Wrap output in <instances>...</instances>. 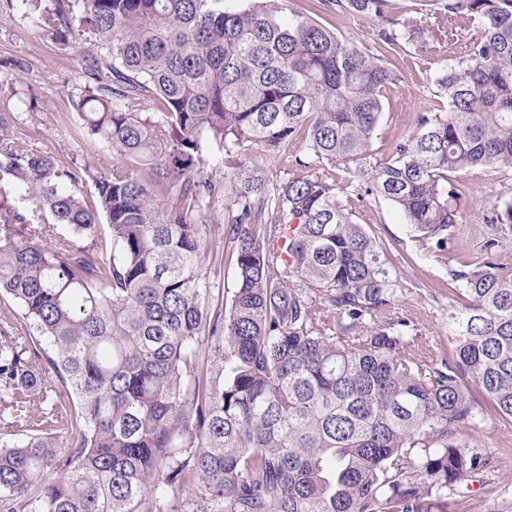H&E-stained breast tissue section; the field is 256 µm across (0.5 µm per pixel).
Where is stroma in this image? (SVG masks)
Returning a JSON list of instances; mask_svg holds the SVG:
<instances>
[{
    "instance_id": "stroma-1",
    "label": "stroma",
    "mask_w": 512,
    "mask_h": 512,
    "mask_svg": "<svg viewBox=\"0 0 512 512\" xmlns=\"http://www.w3.org/2000/svg\"><path fill=\"white\" fill-rule=\"evenodd\" d=\"M291 2L296 10L345 38L358 42L370 38L371 21L337 13L318 0ZM85 83L81 61L72 48L25 18L19 0H0V112L15 115L9 135L63 163H89L98 174L106 175L115 162L112 150L88 135L72 104ZM435 91L429 76L421 72L395 90L381 119L384 136L374 143L377 152L386 151L392 140L413 131L417 115L433 107ZM256 165L265 166L273 185L290 176L287 160L268 159L257 148L246 152L242 169L218 164L207 169L218 191L203 212L213 231L199 268L227 294L233 291L234 268L217 262L227 252L228 240L222 228L236 214L231 203L233 189L245 169ZM463 179L472 192L461 201L465 221L456 227L455 247L445 262L416 248L408 225L390 204L379 201L363 207L366 221L386 248L390 265L405 282L394 315L417 324L422 341L437 344L447 355L453 352L448 341V302L455 297L448 268L475 259L480 244L490 236V211L497 196L512 188V169L490 165L464 174ZM467 439L472 450L488 455L489 465L469 481L464 492L443 498L439 512H512V421L480 407Z\"/></svg>"
}]
</instances>
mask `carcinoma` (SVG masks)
I'll return each mask as SVG.
<instances>
[{"instance_id": "1", "label": "carcinoma", "mask_w": 512, "mask_h": 512, "mask_svg": "<svg viewBox=\"0 0 512 512\" xmlns=\"http://www.w3.org/2000/svg\"><path fill=\"white\" fill-rule=\"evenodd\" d=\"M69 2L22 5L58 41L99 49L73 46L91 60L73 106L116 162L99 176L0 137V296L21 308L0 328L4 512H167L178 492L185 512H431L476 477L467 385L512 419V265L498 258L512 195L480 257L448 270L466 298L448 303L449 360L390 317L403 284L358 210L388 202L448 260L459 176L512 169V0H430V30L394 0H323L376 24L366 44L287 0ZM415 68L438 107L378 155ZM251 147L303 174L271 188L245 173L226 307L198 269L203 172L214 150L236 169ZM11 196L51 222H26Z\"/></svg>"}]
</instances>
